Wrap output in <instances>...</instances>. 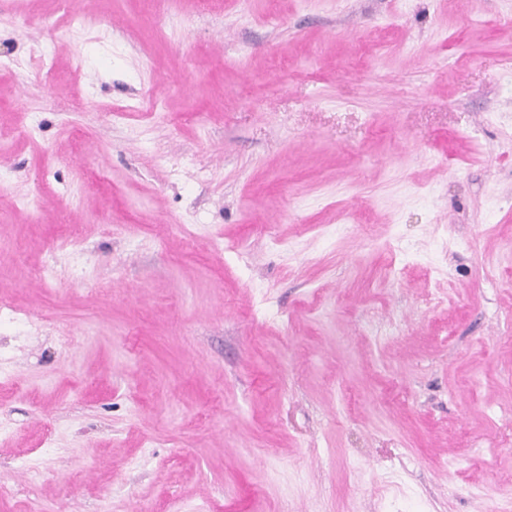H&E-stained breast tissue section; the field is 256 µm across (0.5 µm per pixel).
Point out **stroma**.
I'll return each mask as SVG.
<instances>
[{"mask_svg":"<svg viewBox=\"0 0 512 512\" xmlns=\"http://www.w3.org/2000/svg\"><path fill=\"white\" fill-rule=\"evenodd\" d=\"M512 0H0V512H512Z\"/></svg>","mask_w":512,"mask_h":512,"instance_id":"stroma-1","label":"stroma"}]
</instances>
